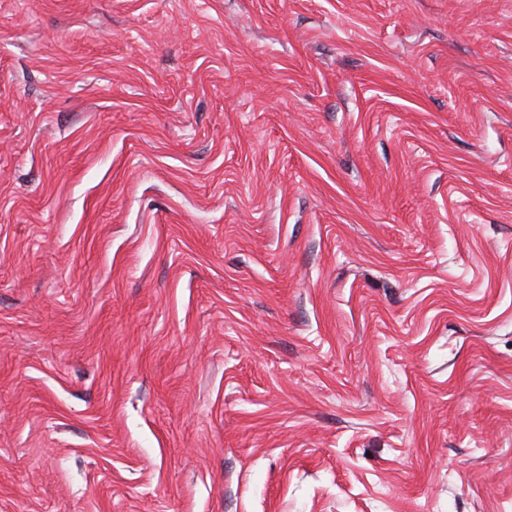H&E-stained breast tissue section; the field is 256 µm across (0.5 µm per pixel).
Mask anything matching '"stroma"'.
Wrapping results in <instances>:
<instances>
[{
  "label": "stroma",
  "mask_w": 512,
  "mask_h": 512,
  "mask_svg": "<svg viewBox=\"0 0 512 512\" xmlns=\"http://www.w3.org/2000/svg\"><path fill=\"white\" fill-rule=\"evenodd\" d=\"M0 512H512V0H0Z\"/></svg>",
  "instance_id": "1"
}]
</instances>
